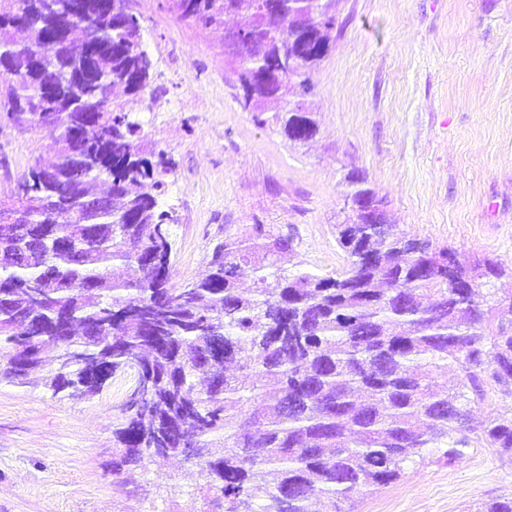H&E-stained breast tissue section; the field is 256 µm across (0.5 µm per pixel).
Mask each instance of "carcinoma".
<instances>
[{"mask_svg": "<svg viewBox=\"0 0 512 512\" xmlns=\"http://www.w3.org/2000/svg\"><path fill=\"white\" fill-rule=\"evenodd\" d=\"M19 1L31 15L25 28L13 25ZM125 2L0 0V117L58 144L54 161L31 166L0 202L17 219L0 223V383L91 399L137 369L113 432V477L128 485L144 463L181 457L203 500L224 512H311L320 498L351 512L342 504L353 492L397 481L425 448L448 463L473 446L512 458V414L471 425L489 393L512 398V324L503 323L512 293L493 288L504 270L395 224L359 223L362 209L386 210L365 177L347 179L341 271L288 272L281 258L293 236L255 224L214 249L203 277L170 285L176 218L159 198L172 169L147 149L137 117L158 87ZM171 2L205 29L241 19L227 47L240 81L288 55L298 31L286 10L268 24L262 0ZM299 8L330 23L325 48L308 57L314 71L336 42L335 0ZM66 25L77 38L62 68L32 69L43 36ZM89 46L100 49L102 84L74 78ZM47 83L57 99L21 111ZM116 87L124 99L112 97ZM294 94L288 79L237 102L261 124L276 103L273 120L290 140L301 126L317 134L311 113L290 111ZM443 367L457 371L454 384L438 377ZM474 512H512V499Z\"/></svg>", "mask_w": 512, "mask_h": 512, "instance_id": "cac0c4a2", "label": "carcinoma"}]
</instances>
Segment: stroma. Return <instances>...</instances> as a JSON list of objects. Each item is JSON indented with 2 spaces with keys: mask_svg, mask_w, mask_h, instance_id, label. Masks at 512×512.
Here are the masks:
<instances>
[{
  "mask_svg": "<svg viewBox=\"0 0 512 512\" xmlns=\"http://www.w3.org/2000/svg\"><path fill=\"white\" fill-rule=\"evenodd\" d=\"M159 91L138 117L174 165L173 278L206 268L216 244L253 224L291 233L289 271L340 270L335 226L346 178L364 175L393 223L433 247L512 269V0H336L342 31L311 75L318 133L289 140L233 98L224 33L181 20L170 0H136ZM45 131L0 126V200L35 159ZM133 373L90 400L0 385V512H188L190 464L149 463L136 492L112 476V432ZM512 498V459L471 448L452 464L434 449L400 480L354 495L353 512H472Z\"/></svg>",
  "mask_w": 512,
  "mask_h": 512,
  "instance_id": "1",
  "label": "stroma"
}]
</instances>
